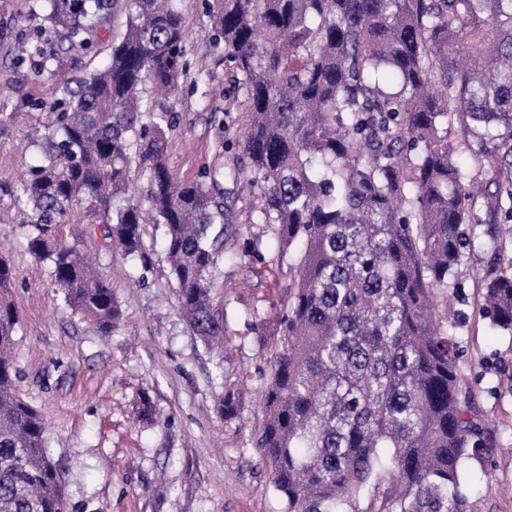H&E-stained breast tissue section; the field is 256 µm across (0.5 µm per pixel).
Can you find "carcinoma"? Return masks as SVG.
<instances>
[{"label": "carcinoma", "instance_id": "obj_1", "mask_svg": "<svg viewBox=\"0 0 512 512\" xmlns=\"http://www.w3.org/2000/svg\"><path fill=\"white\" fill-rule=\"evenodd\" d=\"M89 48L124 15L105 64L78 81L20 182L28 250L53 266L71 312L110 334L109 283L56 243L89 223L127 255L163 227L178 305L207 344L225 333L211 273L238 184L261 187L258 219L295 258L255 439L283 512H468L467 468L499 451L448 333L466 303L470 224L498 248L480 311L512 335V0H213L215 47L245 97L243 165L182 182L166 163L171 115L143 102L188 67L177 0H48ZM147 178L148 204L129 194ZM12 269L0 259V512H65L43 416L18 394Z\"/></svg>", "mask_w": 512, "mask_h": 512}]
</instances>
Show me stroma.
Masks as SVG:
<instances>
[{"instance_id":"obj_1","label":"stroma","mask_w":512,"mask_h":512,"mask_svg":"<svg viewBox=\"0 0 512 512\" xmlns=\"http://www.w3.org/2000/svg\"><path fill=\"white\" fill-rule=\"evenodd\" d=\"M189 68L162 105L177 118L167 163L186 181L205 168L232 166L216 141L246 129L243 96L212 46L205 0H179ZM42 0H0V258L12 268L10 299L18 314L14 362L19 395L41 411L52 461L62 471L66 512H283L271 470L255 449L264 419L277 321L292 280L293 260L281 256L274 231L258 223L261 189L245 190L212 271V298L226 324L229 357L190 330L156 225L144 227V250L129 256L109 245L99 225L75 205L57 226L63 243L87 254L109 282L121 319L102 335L65 306L52 266L27 250L17 222L20 181L36 156L31 141L60 97L55 78L35 77L33 33L48 32L51 66L80 77L107 54L121 16L97 30L91 51L52 28ZM26 56L17 65V56ZM19 120H12V113ZM481 247L468 260V304L453 333L476 397L498 431L503 453L473 469L469 512H512V338L479 312V284L497 247L487 225H474ZM239 408L227 421L217 411L225 391ZM152 414L142 417V402Z\"/></svg>"}]
</instances>
